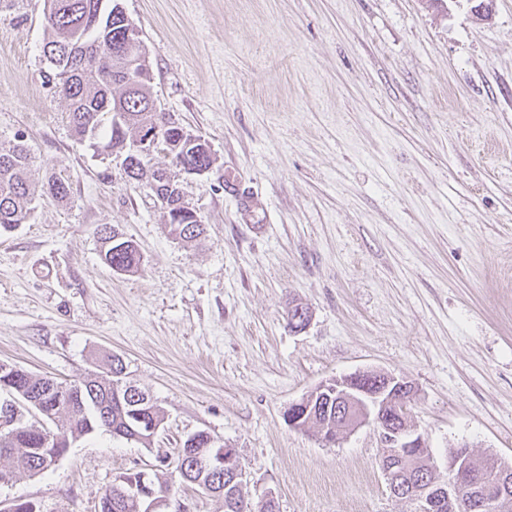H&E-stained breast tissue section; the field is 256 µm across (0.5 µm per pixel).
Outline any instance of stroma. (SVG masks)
<instances>
[{"mask_svg": "<svg viewBox=\"0 0 512 512\" xmlns=\"http://www.w3.org/2000/svg\"><path fill=\"white\" fill-rule=\"evenodd\" d=\"M158 107L216 159L182 176L206 227L184 243L155 194L78 141L44 84V0L0 10V140L23 137L32 218L0 233V362L69 381L120 355L163 422L107 432L0 504L98 512L106 487L204 430L235 449L244 494L278 512H414L392 497L374 425L336 444L284 414L364 370L408 381L409 420L449 449L512 461V0H120ZM67 181L59 203L49 176ZM138 273L101 259L99 225ZM308 308L303 330L288 325ZM100 240L102 242V259L113 271L132 275L138 272L142 265L143 256L132 239L123 237L114 227L108 224L100 225ZM120 236L115 242L113 238Z\"/></svg>", "mask_w": 512, "mask_h": 512, "instance_id": "stroma-1", "label": "stroma"}]
</instances>
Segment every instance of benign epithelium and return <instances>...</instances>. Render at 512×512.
<instances>
[{"mask_svg": "<svg viewBox=\"0 0 512 512\" xmlns=\"http://www.w3.org/2000/svg\"><path fill=\"white\" fill-rule=\"evenodd\" d=\"M158 147L156 131H151L133 143L132 153L148 155ZM408 382L384 372L360 371L344 379H330L320 384L313 395L288 407L284 419L288 426L301 428L305 417L315 413L324 402H336L347 408L344 420L336 421V436L350 433L365 424H373L382 448V472L392 496L407 497L416 504V512H444L447 508L463 507L461 487L466 479L468 463L459 457L450 461L449 476L432 481L419 480L412 486L401 483L402 467L415 458L412 448L424 446L422 436L409 424L407 415L395 416L409 391ZM200 477L194 484L211 495H224V490L243 487L244 472L235 449L215 443V448L200 462ZM230 475L231 481L220 487L203 479L205 475ZM505 493L502 482L487 484L476 508L484 512ZM113 504L124 506L132 501L138 512H183L185 507L172 491L156 492L151 474L140 471L133 482L121 477L112 484Z\"/></svg>", "mask_w": 512, "mask_h": 512, "instance_id": "1", "label": "benign epithelium"}]
</instances>
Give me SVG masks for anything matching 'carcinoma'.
Masks as SVG:
<instances>
[{
  "label": "carcinoma",
  "mask_w": 512,
  "mask_h": 512,
  "mask_svg": "<svg viewBox=\"0 0 512 512\" xmlns=\"http://www.w3.org/2000/svg\"><path fill=\"white\" fill-rule=\"evenodd\" d=\"M46 84L65 101L69 122L78 141L102 139L106 151L124 156L131 172L127 176L144 181L166 204V224L170 233L184 242H194L204 233L199 216L184 215L175 221L173 212L182 211L183 196L176 174L168 167H155L151 158L131 154L132 144L143 130L154 129L158 110L151 94L153 74L150 66L139 65L127 72L130 44L126 37L129 24L118 0H47L44 9ZM183 126L174 119L160 125L162 150L176 158L182 154L194 164H213L210 146L196 137L187 146L182 140ZM30 153L19 138L0 141V230L9 231L25 223L34 206V192L26 180ZM43 193L55 201L69 198L70 187L58 178H49ZM102 259L112 270L132 275L138 272L143 256L136 243L120 235L111 225L100 229ZM123 361L114 355L109 360V374H89L70 382L47 375H35L11 364L0 365V393L24 404L38 402V413L46 420L64 419L63 429L46 441V431L16 424L7 442H0V459L11 469L31 476L50 469L45 455L50 448L70 447L69 437L110 432L130 439L138 433L149 441L151 427L161 425L163 416L152 401L135 397L118 387ZM213 447L212 436L202 430L183 441L177 452L198 463L201 450ZM508 470L512 462L490 456L482 463H472L470 491L479 492L489 481L494 464ZM224 512H276L257 504L237 491V498H224Z\"/></svg>",
  "instance_id": "1"
}]
</instances>
